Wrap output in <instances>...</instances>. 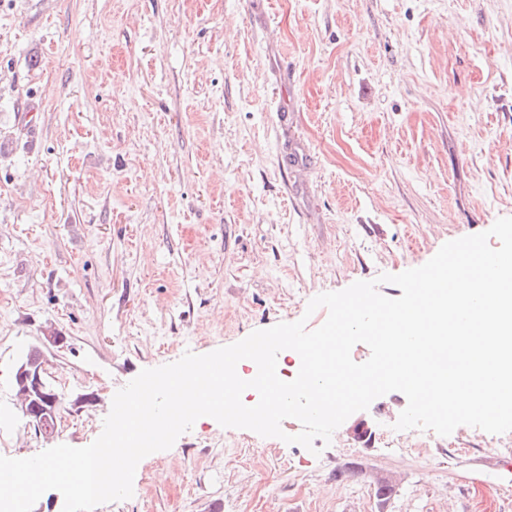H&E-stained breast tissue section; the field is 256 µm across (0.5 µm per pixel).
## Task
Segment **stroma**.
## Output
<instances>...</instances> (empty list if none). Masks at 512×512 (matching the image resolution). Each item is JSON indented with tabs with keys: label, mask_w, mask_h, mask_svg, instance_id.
Masks as SVG:
<instances>
[{
	"label": "stroma",
	"mask_w": 512,
	"mask_h": 512,
	"mask_svg": "<svg viewBox=\"0 0 512 512\" xmlns=\"http://www.w3.org/2000/svg\"><path fill=\"white\" fill-rule=\"evenodd\" d=\"M501 217L512 0H0V455L87 446L141 370L317 328L316 295ZM31 345L62 396L49 439L12 391ZM383 401L371 438L346 421L311 451L193 425L95 512H512L497 435L396 450L407 399Z\"/></svg>",
	"instance_id": "35a3bbf8"
}]
</instances>
